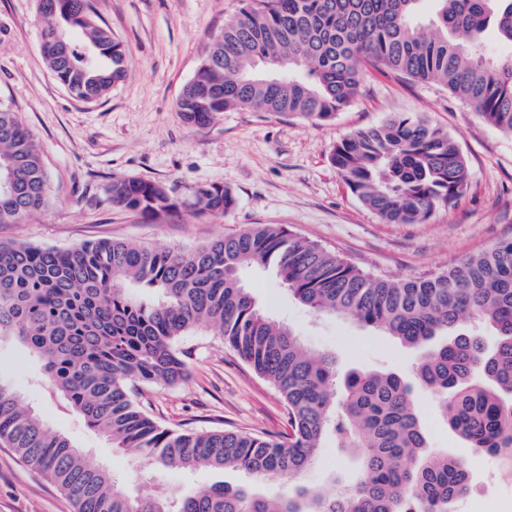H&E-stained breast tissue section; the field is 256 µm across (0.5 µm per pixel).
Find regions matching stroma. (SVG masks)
<instances>
[{"label": "stroma", "instance_id": "obj_1", "mask_svg": "<svg viewBox=\"0 0 512 512\" xmlns=\"http://www.w3.org/2000/svg\"><path fill=\"white\" fill-rule=\"evenodd\" d=\"M245 0H94L100 19L123 42L126 76L105 98H72L44 61L37 0H0V103L32 130L47 172L40 209L18 224H0V242L67 249L114 239L190 249L250 224H281L381 277L405 280L444 271L459 258L512 239V136L488 125L435 82L368 71L360 94L327 122L248 109L223 112L206 126L183 120L177 101L226 23ZM391 113L423 117L459 143L470 170L468 191L421 224H389L366 208L330 162L337 142ZM162 184L177 206L147 221L113 205L112 182ZM221 184L236 197L224 214L200 211L195 191ZM245 280L275 317L314 351L335 354L340 372L389 370L410 375L414 353L393 337L351 319H312L269 274ZM187 380L146 385L138 397L161 424L175 429H229L285 435L288 412L279 393L221 337L207 329L183 336ZM40 362L22 346L0 343V380L49 426L68 437L92 464L142 490L187 491L225 481L281 492L236 470H159L133 464L101 434L64 413L39 380ZM432 448L464 460L476 500L452 512H512V474H492L486 452L441 421L433 398L418 392ZM356 464L325 439L304 484L347 482ZM0 512H73L57 487L0 446Z\"/></svg>", "mask_w": 512, "mask_h": 512}]
</instances>
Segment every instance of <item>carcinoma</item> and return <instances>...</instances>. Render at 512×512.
I'll return each mask as SVG.
<instances>
[{"label":"carcinoma","mask_w":512,"mask_h":512,"mask_svg":"<svg viewBox=\"0 0 512 512\" xmlns=\"http://www.w3.org/2000/svg\"><path fill=\"white\" fill-rule=\"evenodd\" d=\"M41 50L76 99L106 97L125 75L123 42L100 25L91 0H41ZM247 0L184 86L177 108L204 126L221 112L255 109L327 121L358 94L363 70L436 82L480 118L512 135V54L493 59V24L512 46V0ZM341 179L390 224H420L470 185L454 137L420 117L394 114L343 139L331 157ZM0 223L45 200L46 172L32 131L0 104ZM200 209L223 214L236 199L220 184L196 191ZM112 202L143 216L176 206L165 187L117 179ZM272 274L311 316L340 315L416 353L415 383L391 371L352 369L311 352L266 311L243 274ZM493 329L488 344L468 323ZM208 328L283 398V438L238 430H175L131 397L143 384L174 385L189 368L179 342ZM41 362L42 382L65 409L134 463L171 469L244 470L287 487L266 496L225 482L188 492H132L90 463L63 434L0 381V442L73 501L76 512H451L467 489L466 464L430 447L415 394L439 403L444 424L471 447L512 465V240L448 270L411 280L377 277L277 224H251L191 250L98 240L60 250L0 243V340ZM357 458L360 478L300 485L324 438Z\"/></svg>","instance_id":"1"}]
</instances>
